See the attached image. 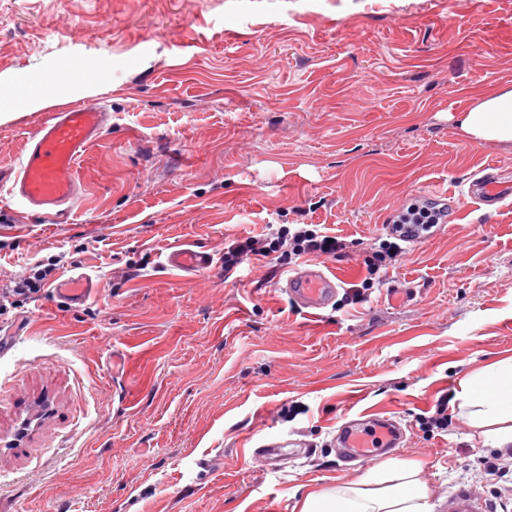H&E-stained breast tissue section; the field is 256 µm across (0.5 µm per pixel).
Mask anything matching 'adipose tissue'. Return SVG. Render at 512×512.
Returning <instances> with one entry per match:
<instances>
[{"mask_svg":"<svg viewBox=\"0 0 512 512\" xmlns=\"http://www.w3.org/2000/svg\"><path fill=\"white\" fill-rule=\"evenodd\" d=\"M29 82L28 94H12L8 109L68 103L59 77L35 74ZM458 124L473 143H512V87L481 93L475 105L461 113ZM462 406L470 419L485 427L486 444L512 447V358L477 372L462 394ZM426 498L416 467L393 461L384 473L306 495L300 512H429Z\"/></svg>","mask_w":512,"mask_h":512,"instance_id":"adipose-tissue-1","label":"adipose tissue"}]
</instances>
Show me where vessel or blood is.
<instances>
[{"mask_svg": "<svg viewBox=\"0 0 512 512\" xmlns=\"http://www.w3.org/2000/svg\"><path fill=\"white\" fill-rule=\"evenodd\" d=\"M109 114L101 106L79 104L54 113L49 122L26 141V153L18 171L0 169V184L10 187L16 213L37 215L49 220L62 216L77 194L74 178L77 157L103 132ZM469 197L480 206H494L512 198V177L488 172L473 179ZM209 253L179 248L165 260L170 270L183 272L203 270L211 266ZM339 284L318 263L310 262L289 274L283 286L289 299L306 313L326 310L335 300ZM94 292L90 275L81 273L59 281L55 296L69 305L86 302ZM403 430L389 416L379 417L377 424L366 428L347 423L337 433L342 455L348 460L376 453L379 447L398 445ZM441 512H487V505L465 488L456 490L440 506Z\"/></svg>", "mask_w": 512, "mask_h": 512, "instance_id": "vessel-or-blood-1", "label": "vessel or blood"}]
</instances>
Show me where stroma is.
I'll use <instances>...</instances> for the list:
<instances>
[{
  "label": "stroma",
  "mask_w": 512,
  "mask_h": 512,
  "mask_svg": "<svg viewBox=\"0 0 512 512\" xmlns=\"http://www.w3.org/2000/svg\"><path fill=\"white\" fill-rule=\"evenodd\" d=\"M98 57L94 83L68 77L73 104L111 118L66 217L18 216L0 187V286L55 259L96 287L0 313V512H299L391 458L417 465L431 512L460 487L512 512V450L460 407L473 373L512 357V202L467 195L486 167L512 171V144L458 127L512 86V0H0V92ZM52 114L0 120V166ZM437 197L444 232L350 300L388 219ZM271 224L344 239L320 260L332 308L282 292L300 258L225 273V247ZM186 245L212 267L161 268ZM441 405L447 428L428 427ZM384 415L400 447L343 462L337 429ZM267 440L309 451L271 465Z\"/></svg>",
  "instance_id": "1"
}]
</instances>
